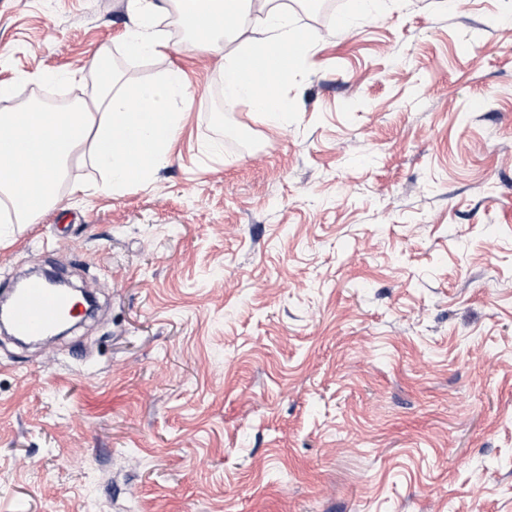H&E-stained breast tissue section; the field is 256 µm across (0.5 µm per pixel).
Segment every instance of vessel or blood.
I'll return each instance as SVG.
<instances>
[{"instance_id": "1", "label": "vessel or blood", "mask_w": 512, "mask_h": 512, "mask_svg": "<svg viewBox=\"0 0 512 512\" xmlns=\"http://www.w3.org/2000/svg\"><path fill=\"white\" fill-rule=\"evenodd\" d=\"M12 298L10 327L20 338L48 335L75 312L68 292L51 288L38 278L28 280L24 288L13 293Z\"/></svg>"}]
</instances>
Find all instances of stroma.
Masks as SVG:
<instances>
[{"instance_id": "1", "label": "stroma", "mask_w": 512, "mask_h": 512, "mask_svg": "<svg viewBox=\"0 0 512 512\" xmlns=\"http://www.w3.org/2000/svg\"><path fill=\"white\" fill-rule=\"evenodd\" d=\"M321 34L288 124L225 107L224 61L127 0H0V111L100 55L187 81L184 130L121 193L75 156L0 236L98 308L0 337V512H512V0H386ZM132 14V27L123 37L125 52L131 57H142L168 48L169 41L160 30V18L168 12V7L154 0H128Z\"/></svg>"}]
</instances>
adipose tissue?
<instances>
[{
    "label": "adipose tissue",
    "mask_w": 512,
    "mask_h": 512,
    "mask_svg": "<svg viewBox=\"0 0 512 512\" xmlns=\"http://www.w3.org/2000/svg\"><path fill=\"white\" fill-rule=\"evenodd\" d=\"M132 26L123 37L131 57L158 53L169 42L161 17L175 9L199 50L225 57L224 102L246 106L269 127L282 128L292 109L282 88L306 63L315 39L277 0H128ZM249 32H242V24ZM94 89L63 111L32 104L0 113V223L30 224L57 202L56 188L76 151L120 192L166 163L182 133L186 91L180 73L151 83L94 64Z\"/></svg>",
    "instance_id": "1"
}]
</instances>
